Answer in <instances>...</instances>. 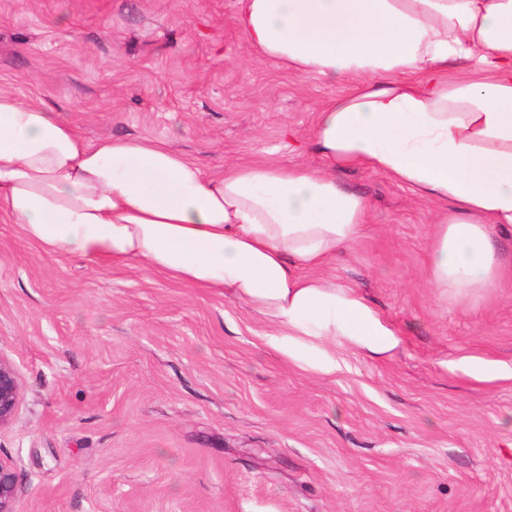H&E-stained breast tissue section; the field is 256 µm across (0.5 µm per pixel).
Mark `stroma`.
Listing matches in <instances>:
<instances>
[{"label":"stroma","mask_w":512,"mask_h":512,"mask_svg":"<svg viewBox=\"0 0 512 512\" xmlns=\"http://www.w3.org/2000/svg\"><path fill=\"white\" fill-rule=\"evenodd\" d=\"M236 0H0V90L91 141L170 143L210 175L238 159L326 161L316 109L341 93L257 58ZM370 221L324 276L399 333L286 361L243 302L50 253L0 219V357L21 401L0 428L20 512H512V232L501 288L461 300L427 266L437 204L335 171ZM483 360L472 374L464 358Z\"/></svg>","instance_id":"stroma-1"}]
</instances>
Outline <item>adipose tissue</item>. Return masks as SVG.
I'll return each mask as SVG.
<instances>
[{
    "label": "adipose tissue",
    "mask_w": 512,
    "mask_h": 512,
    "mask_svg": "<svg viewBox=\"0 0 512 512\" xmlns=\"http://www.w3.org/2000/svg\"><path fill=\"white\" fill-rule=\"evenodd\" d=\"M236 22L259 58L345 85L317 108L327 167L242 161L209 177L168 143L92 142L41 99L0 90V216L49 252L134 262L242 301L297 362L315 341L374 357L399 344L354 289L321 275L369 214L333 166L448 204L431 279L462 298L497 288L490 229H512V0H238Z\"/></svg>",
    "instance_id": "ef3b65f1"
}]
</instances>
